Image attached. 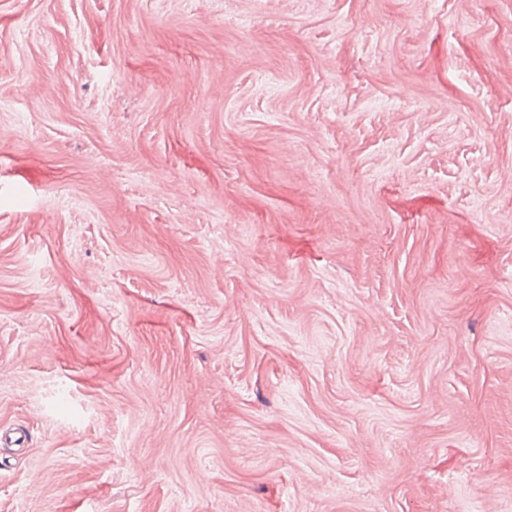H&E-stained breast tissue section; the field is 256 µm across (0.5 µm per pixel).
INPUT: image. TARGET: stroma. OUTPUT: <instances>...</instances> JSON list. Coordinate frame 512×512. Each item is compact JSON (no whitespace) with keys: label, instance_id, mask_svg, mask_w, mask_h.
<instances>
[{"label":"stroma","instance_id":"obj_1","mask_svg":"<svg viewBox=\"0 0 512 512\" xmlns=\"http://www.w3.org/2000/svg\"><path fill=\"white\" fill-rule=\"evenodd\" d=\"M0 512H512V0H0Z\"/></svg>","mask_w":512,"mask_h":512}]
</instances>
